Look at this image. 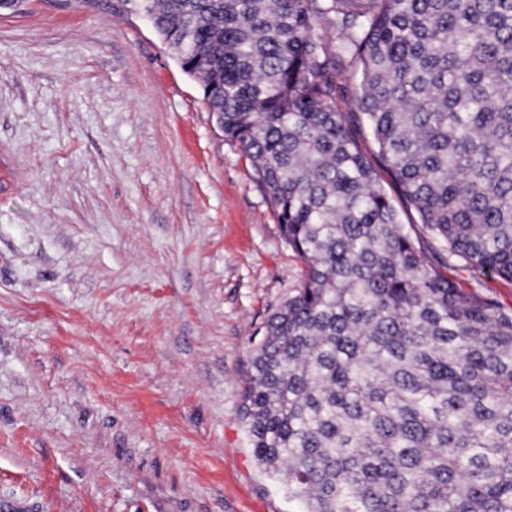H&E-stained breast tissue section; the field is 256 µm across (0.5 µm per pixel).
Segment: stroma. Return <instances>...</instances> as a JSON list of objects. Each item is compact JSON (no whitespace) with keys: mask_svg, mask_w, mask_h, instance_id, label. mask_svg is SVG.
<instances>
[{"mask_svg":"<svg viewBox=\"0 0 512 512\" xmlns=\"http://www.w3.org/2000/svg\"><path fill=\"white\" fill-rule=\"evenodd\" d=\"M512 310V282L460 276ZM305 275L250 159L138 12L0 10V512H300L243 382Z\"/></svg>","mask_w":512,"mask_h":512,"instance_id":"1","label":"stroma"}]
</instances>
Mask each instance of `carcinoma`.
<instances>
[{"label":"carcinoma","instance_id":"cac0c4a2","mask_svg":"<svg viewBox=\"0 0 512 512\" xmlns=\"http://www.w3.org/2000/svg\"><path fill=\"white\" fill-rule=\"evenodd\" d=\"M250 157L297 295L244 382L303 512H512V312L426 260L359 142L459 267L512 282V0H122ZM336 28L361 64L336 106Z\"/></svg>","mask_w":512,"mask_h":512}]
</instances>
